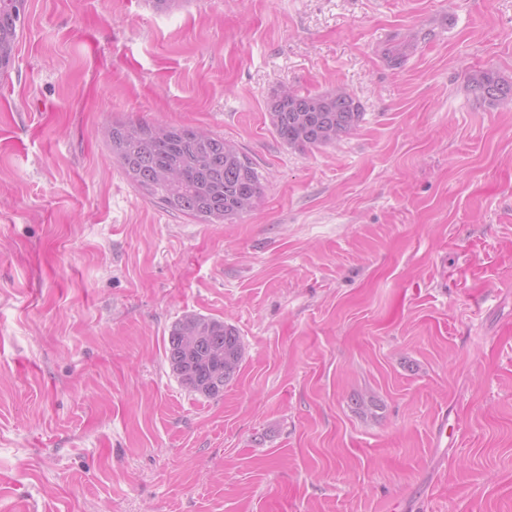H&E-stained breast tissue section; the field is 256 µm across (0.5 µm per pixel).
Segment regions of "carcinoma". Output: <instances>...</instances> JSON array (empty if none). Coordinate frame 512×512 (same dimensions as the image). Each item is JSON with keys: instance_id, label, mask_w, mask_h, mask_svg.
Segmentation results:
<instances>
[{"instance_id": "obj_1", "label": "carcinoma", "mask_w": 512, "mask_h": 512, "mask_svg": "<svg viewBox=\"0 0 512 512\" xmlns=\"http://www.w3.org/2000/svg\"><path fill=\"white\" fill-rule=\"evenodd\" d=\"M18 2L0 0V58L15 59L23 23ZM469 82L491 104L512 102V80L493 71H475ZM268 112L277 137L300 151L342 140L364 115L343 87L321 94L284 88L273 95ZM102 135L127 179L168 211L223 224L252 212L264 193L263 176L244 149L205 129L128 120ZM166 358L186 390L217 398L239 373L243 343L223 320L184 314L171 325Z\"/></svg>"}]
</instances>
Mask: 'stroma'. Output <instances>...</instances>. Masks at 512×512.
I'll return each mask as SVG.
<instances>
[{
    "mask_svg": "<svg viewBox=\"0 0 512 512\" xmlns=\"http://www.w3.org/2000/svg\"><path fill=\"white\" fill-rule=\"evenodd\" d=\"M18 35L0 512H512V103L469 83L512 78V0H29ZM285 85L363 120L289 148ZM125 119L238 143L261 201L203 224L145 199L100 135ZM187 313L244 343L221 397L165 359ZM469 82L472 89L491 104L512 102V80L503 79L493 71H475L470 74Z\"/></svg>",
    "mask_w": 512,
    "mask_h": 512,
    "instance_id": "obj_1",
    "label": "stroma"
}]
</instances>
